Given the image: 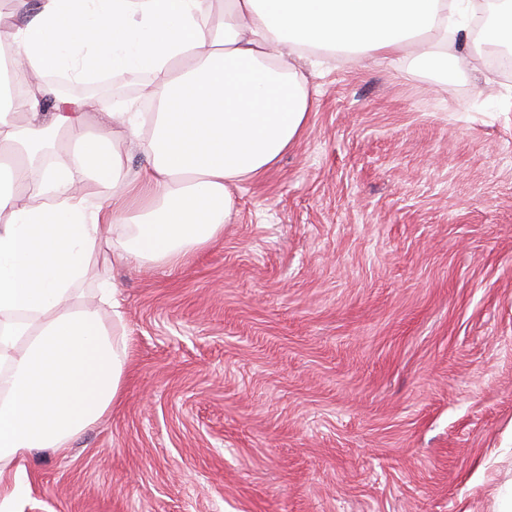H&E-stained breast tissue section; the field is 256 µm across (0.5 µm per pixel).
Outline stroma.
<instances>
[{
  "instance_id": "obj_1",
  "label": "stroma",
  "mask_w": 512,
  "mask_h": 512,
  "mask_svg": "<svg viewBox=\"0 0 512 512\" xmlns=\"http://www.w3.org/2000/svg\"><path fill=\"white\" fill-rule=\"evenodd\" d=\"M309 75L298 142L181 264L113 262L121 391L18 512H512V78L478 37ZM16 462L0 463L12 480Z\"/></svg>"
}]
</instances>
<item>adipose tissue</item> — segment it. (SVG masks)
I'll list each match as a JSON object with an SVG mask.
<instances>
[{"instance_id": "adipose-tissue-1", "label": "adipose tissue", "mask_w": 512, "mask_h": 512, "mask_svg": "<svg viewBox=\"0 0 512 512\" xmlns=\"http://www.w3.org/2000/svg\"><path fill=\"white\" fill-rule=\"evenodd\" d=\"M0 29V460L37 448L67 451L111 409L125 352L98 308L75 304L99 244L115 260L179 264L218 239L232 189L255 179L300 139L311 110L297 63L308 50L407 57L452 78L449 39H467L457 14L481 0H16ZM146 72L153 118L118 102L97 136L90 101L57 95L47 77ZM26 91L16 94L17 81ZM68 133V161L30 184L20 156ZM142 141L148 164L123 174L113 133ZM107 186L111 202L81 194Z\"/></svg>"}]
</instances>
